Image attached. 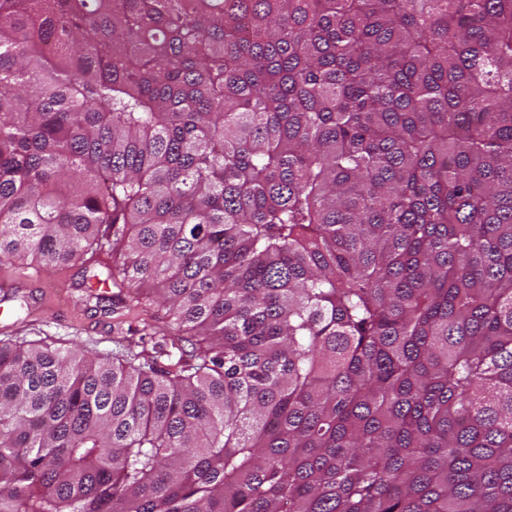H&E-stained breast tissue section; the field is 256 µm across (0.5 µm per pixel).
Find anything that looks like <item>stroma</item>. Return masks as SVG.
I'll return each instance as SVG.
<instances>
[{"label": "stroma", "mask_w": 512, "mask_h": 512, "mask_svg": "<svg viewBox=\"0 0 512 512\" xmlns=\"http://www.w3.org/2000/svg\"><path fill=\"white\" fill-rule=\"evenodd\" d=\"M45 279L63 286V297L49 289L43 292V309L31 313L29 307L13 308L7 321L0 322V339L48 338L55 344L87 351L91 355H112L127 350L139 351L143 327L154 324L158 307L151 298H142L130 308L119 303L106 313L86 304L83 294V265L48 271Z\"/></svg>", "instance_id": "obj_1"}]
</instances>
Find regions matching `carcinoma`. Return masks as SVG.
<instances>
[{
  "instance_id": "1",
  "label": "carcinoma",
  "mask_w": 512,
  "mask_h": 512,
  "mask_svg": "<svg viewBox=\"0 0 512 512\" xmlns=\"http://www.w3.org/2000/svg\"><path fill=\"white\" fill-rule=\"evenodd\" d=\"M30 257L179 356L0 340V512H512V0H0Z\"/></svg>"
}]
</instances>
